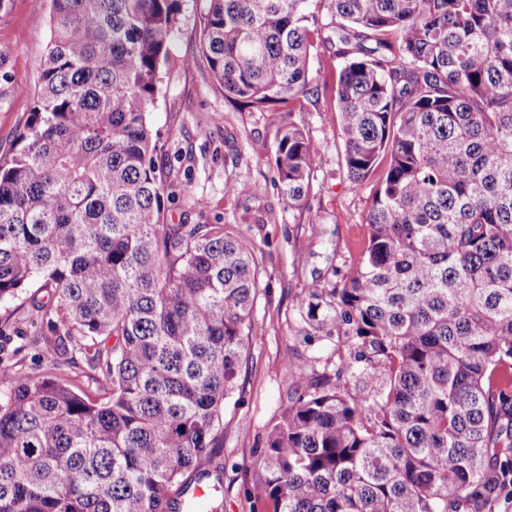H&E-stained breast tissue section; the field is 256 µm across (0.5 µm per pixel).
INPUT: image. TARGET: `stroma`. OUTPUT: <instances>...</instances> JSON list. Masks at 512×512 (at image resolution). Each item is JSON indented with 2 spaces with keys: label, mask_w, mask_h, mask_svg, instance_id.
I'll list each match as a JSON object with an SVG mask.
<instances>
[{
  "label": "stroma",
  "mask_w": 512,
  "mask_h": 512,
  "mask_svg": "<svg viewBox=\"0 0 512 512\" xmlns=\"http://www.w3.org/2000/svg\"><path fill=\"white\" fill-rule=\"evenodd\" d=\"M207 0H180L162 92L151 111L159 134L155 162L175 181L165 202L168 224H227L257 248L259 290L238 388L224 409L223 512H264L249 495L255 461L268 431L299 388L286 364L309 379L335 368L350 347L342 336L304 335L297 298L313 279L346 276L366 243L371 184L354 186L343 171L331 88L310 94L302 111L287 104L234 106L224 98L199 50ZM51 0H5L0 5V157L12 154L15 137L35 102ZM294 122L317 143L308 209L289 208L270 160L276 130ZM234 195H226V184ZM26 298L0 303V359L23 347L26 370L45 372L32 344Z\"/></svg>",
  "instance_id": "stroma-1"
}]
</instances>
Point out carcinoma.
<instances>
[{
    "label": "carcinoma",
    "mask_w": 512,
    "mask_h": 512,
    "mask_svg": "<svg viewBox=\"0 0 512 512\" xmlns=\"http://www.w3.org/2000/svg\"><path fill=\"white\" fill-rule=\"evenodd\" d=\"M51 2L0 159V301L47 293L32 342L51 371L0 366V512H222L221 478L196 497L192 477L224 442L259 281L232 228L163 221L150 114L178 0ZM209 2L201 51L230 101L302 105L311 50L336 47L343 170L377 174L358 266L298 300L353 352L281 413L255 501L482 512L512 466V0ZM272 155L308 208L316 144L290 121Z\"/></svg>",
    "instance_id": "1"
}]
</instances>
